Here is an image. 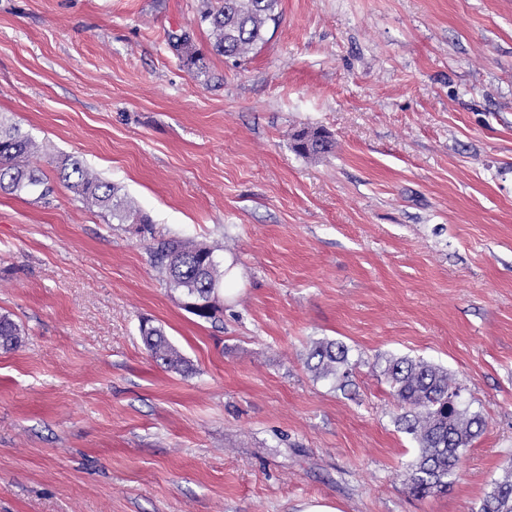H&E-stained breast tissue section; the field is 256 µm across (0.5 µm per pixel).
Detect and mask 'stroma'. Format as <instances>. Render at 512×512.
<instances>
[{"mask_svg": "<svg viewBox=\"0 0 512 512\" xmlns=\"http://www.w3.org/2000/svg\"><path fill=\"white\" fill-rule=\"evenodd\" d=\"M202 0H0V119L44 147L45 198L0 194V512H470L512 460V0H281L244 64ZM189 32L205 69L169 45ZM303 129L330 134L318 159ZM77 156L137 233L57 178ZM215 246L198 319L153 238ZM161 326L189 365L160 366ZM343 342L346 389L308 370ZM437 365L486 421L447 493L381 374ZM294 140L297 151L308 157H318L331 149L327 136L318 131H302L296 134ZM139 332L144 347L157 361H161L164 366L170 369L182 372L189 371L190 367L186 360L172 345L162 327L143 322L140 325Z\"/></svg>", "mask_w": 512, "mask_h": 512, "instance_id": "35a3bbf8", "label": "stroma"}]
</instances>
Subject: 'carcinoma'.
I'll list each match as a JSON object with an SVG mask.
<instances>
[{
    "label": "carcinoma",
    "instance_id": "cac0c4a2",
    "mask_svg": "<svg viewBox=\"0 0 512 512\" xmlns=\"http://www.w3.org/2000/svg\"><path fill=\"white\" fill-rule=\"evenodd\" d=\"M278 6L279 0H204L200 22L210 32L214 53L242 62L264 42L268 23L279 16ZM170 45L187 69H203V57L193 48L189 33L171 38ZM295 148L305 156L318 157L331 149V142L318 131H302L295 136ZM40 155L34 139L0 120V193H35L45 188L48 178L38 163ZM57 175L84 205L108 211L120 224H137L140 231L147 230L149 219L121 196L119 187L89 171L79 158H63ZM150 249L155 265L167 273L169 286L181 290L186 301L195 305L194 315L206 321L215 318L217 308L211 300L224 283L215 249L183 238L160 240ZM139 332L152 357L170 369L189 371L162 327L144 322ZM20 336V326L1 314L0 347L16 346ZM307 366L318 377L344 384L352 371L349 349L341 342L316 341ZM383 374L404 410L399 417L402 429L418 445V454L404 471L411 490L421 497L447 492L458 478L470 443L484 432L485 420L462 405L461 387L447 371L422 359L393 357ZM471 512H512V461Z\"/></svg>",
    "mask_w": 512,
    "mask_h": 512
}]
</instances>
